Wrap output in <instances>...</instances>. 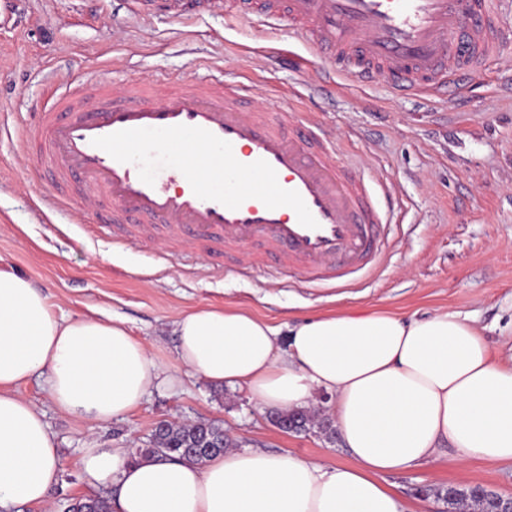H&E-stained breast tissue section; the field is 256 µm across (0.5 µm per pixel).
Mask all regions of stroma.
Listing matches in <instances>:
<instances>
[{
  "mask_svg": "<svg viewBox=\"0 0 512 512\" xmlns=\"http://www.w3.org/2000/svg\"><path fill=\"white\" fill-rule=\"evenodd\" d=\"M0 23V258L41 286L57 316H117L183 384L152 389L121 420L79 421L55 409L44 380L18 389L35 403L60 448L52 504L94 494L80 461L89 448L145 447L156 423L218 421L235 448L349 463L338 438L313 429L284 432L247 390L214 384L182 368L173 321L202 307L244 310L284 328L296 317L351 309L404 318L437 309L474 316L497 356L512 350V44L468 79L460 100L400 97L388 85L356 87L335 76L330 89L303 86L297 62L311 53L284 21L259 23L233 13L186 22H143L128 0H13ZM116 61L113 80L172 81L221 67L228 82L248 84L256 100L274 94L299 119L331 136L341 162L391 181L402 221L387 228L380 272L342 288L306 284L269 266L246 274L218 271L196 251L165 257L156 241L119 247L91 205L73 198L82 222L42 202L47 185L31 170L21 131L53 86ZM428 512H448L439 490L480 483L512 494V462L447 463L390 475Z\"/></svg>",
  "mask_w": 512,
  "mask_h": 512,
  "instance_id": "35a3bbf8",
  "label": "stroma"
}]
</instances>
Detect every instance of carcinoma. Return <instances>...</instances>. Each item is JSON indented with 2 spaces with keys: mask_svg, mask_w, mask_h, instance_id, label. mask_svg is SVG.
Here are the masks:
<instances>
[{
  "mask_svg": "<svg viewBox=\"0 0 512 512\" xmlns=\"http://www.w3.org/2000/svg\"><path fill=\"white\" fill-rule=\"evenodd\" d=\"M229 447L224 428L216 421H200L195 424L176 425L161 421L152 431L149 445L137 448L131 459L165 458L202 463ZM75 512H110L108 499L88 496L76 502Z\"/></svg>",
  "mask_w": 512,
  "mask_h": 512,
  "instance_id": "obj_1",
  "label": "carcinoma"
}]
</instances>
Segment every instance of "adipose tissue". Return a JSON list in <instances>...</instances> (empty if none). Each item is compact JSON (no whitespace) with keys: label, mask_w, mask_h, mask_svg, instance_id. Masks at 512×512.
I'll return each mask as SVG.
<instances>
[{"label":"adipose tissue","mask_w":512,"mask_h":512,"mask_svg":"<svg viewBox=\"0 0 512 512\" xmlns=\"http://www.w3.org/2000/svg\"><path fill=\"white\" fill-rule=\"evenodd\" d=\"M179 363L247 389L263 408H328L350 464L261 448L202 463H132L122 448L87 449L88 484L115 491L118 512H411L383 484L440 459L512 461V356L494 357L476 322L438 310L297 318L287 332L242 310L200 308L173 322ZM46 377L57 409L91 423L124 418L178 377L125 321L60 318L27 276L0 260V507L49 505L59 448L43 413L17 389ZM455 453L444 456V446Z\"/></svg>","instance_id":"ef3b65f1"}]
</instances>
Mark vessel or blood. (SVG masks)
<instances>
[{"label": "vessel or blood", "mask_w": 512, "mask_h": 512, "mask_svg": "<svg viewBox=\"0 0 512 512\" xmlns=\"http://www.w3.org/2000/svg\"><path fill=\"white\" fill-rule=\"evenodd\" d=\"M259 22L288 20L294 38L355 85L399 78V91L443 94L496 59L512 29L500 0H242ZM141 18L186 21L224 0H136ZM282 103L255 106L248 87L217 76L121 82L91 73L54 91L26 130L50 203L88 197L122 241L162 239L178 250L206 240L306 283L363 275L379 262L394 193L342 164L332 140L285 124Z\"/></svg>", "instance_id": "b4317fda"}]
</instances>
